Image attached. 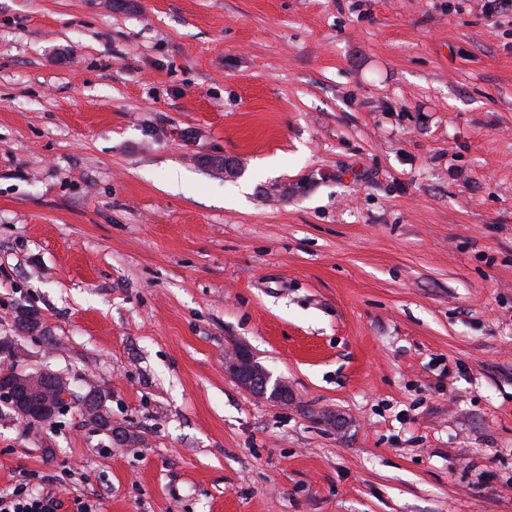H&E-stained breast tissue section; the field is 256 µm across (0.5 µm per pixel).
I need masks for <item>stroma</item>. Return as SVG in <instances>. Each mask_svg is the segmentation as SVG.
Instances as JSON below:
<instances>
[{
  "instance_id": "stroma-1",
  "label": "stroma",
  "mask_w": 512,
  "mask_h": 512,
  "mask_svg": "<svg viewBox=\"0 0 512 512\" xmlns=\"http://www.w3.org/2000/svg\"><path fill=\"white\" fill-rule=\"evenodd\" d=\"M0 337L137 437L0 404L58 512H512V14L0 0ZM224 371L243 389L261 399L283 402L287 399L288 385L280 380L271 381V375L255 365L247 350L234 353L224 361Z\"/></svg>"
}]
</instances>
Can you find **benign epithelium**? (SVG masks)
<instances>
[{
	"instance_id": "1",
	"label": "benign epithelium",
	"mask_w": 512,
	"mask_h": 512,
	"mask_svg": "<svg viewBox=\"0 0 512 512\" xmlns=\"http://www.w3.org/2000/svg\"><path fill=\"white\" fill-rule=\"evenodd\" d=\"M224 371L243 389L261 399L283 402L287 399L288 385L280 380H271L270 373L255 365L247 350H241L224 361ZM95 391L79 398L71 389V382L63 375L43 370L26 373L14 370L11 382H0V401L14 403L22 418L43 416L47 419L75 403L88 410Z\"/></svg>"
}]
</instances>
